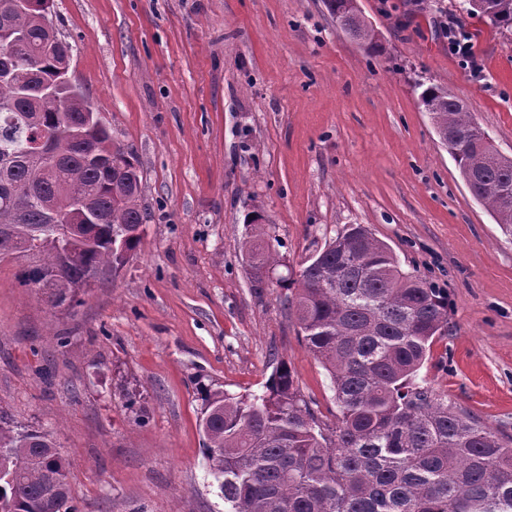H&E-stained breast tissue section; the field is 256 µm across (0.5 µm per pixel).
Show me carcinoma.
<instances>
[{
    "label": "carcinoma",
    "mask_w": 512,
    "mask_h": 512,
    "mask_svg": "<svg viewBox=\"0 0 512 512\" xmlns=\"http://www.w3.org/2000/svg\"><path fill=\"white\" fill-rule=\"evenodd\" d=\"M0 0V262L23 259L22 281L48 291L54 308L114 274L137 248L145 216L140 171L112 143L86 94L68 78L73 46L48 23L53 0ZM336 24L368 52L378 34L358 0H325ZM512 30V0L470 9ZM439 132L480 129L442 86L419 94ZM52 139L44 161L39 139ZM464 180L496 223L512 228V157L480 139L455 153ZM82 229L56 244L55 225ZM266 225H248L242 249L254 287L280 266ZM289 291L309 351L327 371L336 422L320 421L281 361L266 391L237 397L203 389L199 428L206 470L224 512H512V441L437 398L414 377L448 324V296L401 269L391 248L361 224L326 243ZM0 501L10 512H74L59 448L47 431H21L0 409Z\"/></svg>",
    "instance_id": "carcinoma-1"
}]
</instances>
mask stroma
<instances>
[{
    "mask_svg": "<svg viewBox=\"0 0 512 512\" xmlns=\"http://www.w3.org/2000/svg\"><path fill=\"white\" fill-rule=\"evenodd\" d=\"M372 54L324 0H54L68 76L135 156L134 254L72 308L0 263V407L50 431L76 512H224L198 429L201 386L259 394L279 361L333 424L331 381L274 283L253 287L245 224L299 270L347 226L447 289L421 385L512 437V234L470 194L422 112L448 88L512 157V31L465 0H359ZM464 26L484 71L448 51Z\"/></svg>",
    "mask_w": 512,
    "mask_h": 512,
    "instance_id": "stroma-1",
    "label": "stroma"
}]
</instances>
